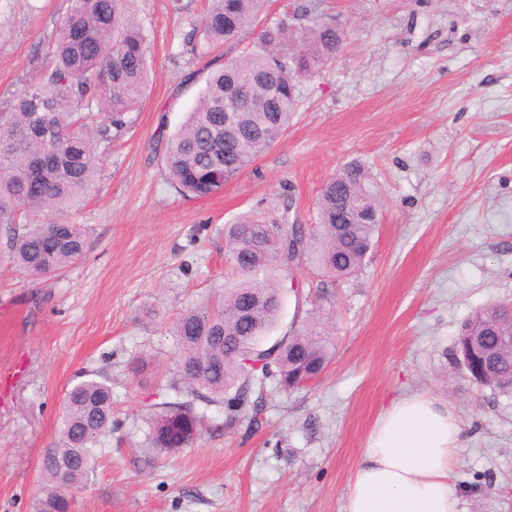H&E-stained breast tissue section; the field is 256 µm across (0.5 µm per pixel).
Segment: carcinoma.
Returning a JSON list of instances; mask_svg holds the SVG:
<instances>
[{"label":"carcinoma","mask_w":512,"mask_h":512,"mask_svg":"<svg viewBox=\"0 0 512 512\" xmlns=\"http://www.w3.org/2000/svg\"><path fill=\"white\" fill-rule=\"evenodd\" d=\"M263 6L264 0H208L201 19L205 43L185 42L186 54L204 58L211 48L256 31L252 51L211 59L185 78L202 80L204 88L163 156L169 182L185 197L219 193L279 141L297 110L300 79L334 60L344 41L336 23L314 8L299 36L281 23L258 27ZM38 53L39 75L20 79L18 92L0 97V228L12 264L32 280L84 256L87 230L63 216L128 127L148 79L147 37L125 12L124 0H71ZM226 107L235 111L227 128ZM315 205L317 221L308 226L258 218L230 225L228 255L240 280L224 297L186 308L173 321L174 377L164 401L146 409V450L177 452L206 428H232L259 411L271 385L293 393L320 381L334 355L326 323L331 288L363 267L380 212L357 165L329 178ZM40 211L51 218L34 222ZM303 258L323 273L314 312L300 330L265 347L260 340L277 323L283 302V284L272 272ZM498 309L489 303L474 311L454 355L473 384L512 395V324L498 319ZM212 409L224 417L209 415ZM113 425L109 378L84 379L67 390L57 438L41 459L46 493L36 512H69Z\"/></svg>","instance_id":"cac0c4a2"}]
</instances>
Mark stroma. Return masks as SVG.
<instances>
[{"mask_svg":"<svg viewBox=\"0 0 512 512\" xmlns=\"http://www.w3.org/2000/svg\"><path fill=\"white\" fill-rule=\"evenodd\" d=\"M319 3L345 32L336 60L301 79L282 138L223 191L188 199L168 182L164 143L204 87L183 54L204 0H128L150 42V81L131 125L66 219L89 229L82 260L32 280L0 236V512H34L41 456L66 389L112 380L118 429L71 512H342L380 412L396 398L446 403L462 430L452 479L462 512H512V398L453 361L472 313L512 303V0H270L265 16L307 27ZM69 0H0V95L34 72ZM363 166L381 223L361 271L338 281L335 357L322 381L268 391L256 422L206 432L172 455L143 450V410L161 401L179 312L237 280L224 227L250 217L310 224L323 183ZM277 324L320 279L281 270Z\"/></svg>","mask_w":512,"mask_h":512,"instance_id":"obj_1","label":"stroma"}]
</instances>
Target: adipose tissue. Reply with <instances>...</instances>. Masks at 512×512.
I'll list each match as a JSON object with an SVG mask.
<instances>
[{
    "label": "adipose tissue",
    "mask_w": 512,
    "mask_h": 512,
    "mask_svg": "<svg viewBox=\"0 0 512 512\" xmlns=\"http://www.w3.org/2000/svg\"><path fill=\"white\" fill-rule=\"evenodd\" d=\"M460 436L457 418L436 399L392 401L369 437L343 512H460L450 478Z\"/></svg>",
    "instance_id": "1"
}]
</instances>
